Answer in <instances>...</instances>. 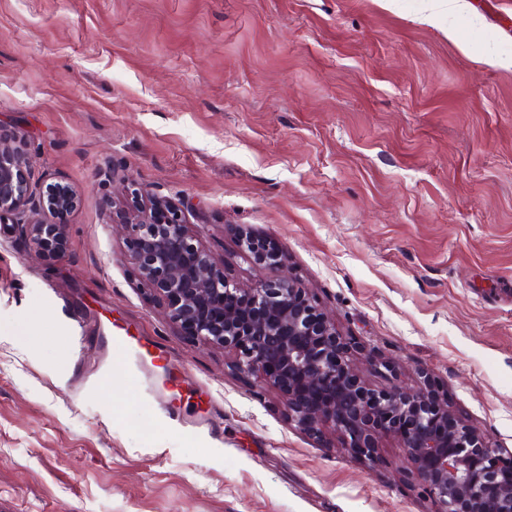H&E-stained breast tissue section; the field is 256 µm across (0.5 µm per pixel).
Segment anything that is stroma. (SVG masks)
<instances>
[{
  "mask_svg": "<svg viewBox=\"0 0 512 512\" xmlns=\"http://www.w3.org/2000/svg\"><path fill=\"white\" fill-rule=\"evenodd\" d=\"M0 138L79 197L56 257L0 217V512L435 510L396 438L300 430L167 321L130 181L241 287L273 241L370 386L512 452V0H0ZM241 251L257 266L269 270H281L285 259L279 248L271 241L254 236L244 235L239 240Z\"/></svg>",
  "mask_w": 512,
  "mask_h": 512,
  "instance_id": "stroma-1",
  "label": "stroma"
}]
</instances>
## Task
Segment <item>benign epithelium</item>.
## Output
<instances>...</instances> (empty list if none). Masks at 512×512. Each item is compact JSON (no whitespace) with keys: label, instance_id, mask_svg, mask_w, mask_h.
Returning a JSON list of instances; mask_svg holds the SVG:
<instances>
[{"label":"benign epithelium","instance_id":"1","mask_svg":"<svg viewBox=\"0 0 512 512\" xmlns=\"http://www.w3.org/2000/svg\"><path fill=\"white\" fill-rule=\"evenodd\" d=\"M128 196L135 207L130 256L164 297L168 320L202 344L234 353L241 370L274 385L298 428L331 427L368 460L381 435H397L437 512H512V455L457 418L432 385L416 392L370 387L349 363L357 342L337 331L295 279L283 274L241 288L189 231L178 206L136 187ZM77 206L78 197L60 184L34 195L24 149L0 139V215L15 216L39 253H63L62 218ZM239 246L259 267L285 265L265 238L244 235Z\"/></svg>","mask_w":512,"mask_h":512}]
</instances>
